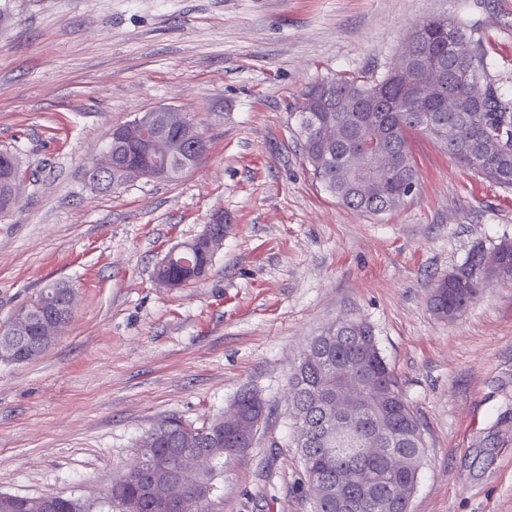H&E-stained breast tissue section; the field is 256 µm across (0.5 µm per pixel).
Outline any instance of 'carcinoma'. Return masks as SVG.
Segmentation results:
<instances>
[{"label":"carcinoma","mask_w":512,"mask_h":512,"mask_svg":"<svg viewBox=\"0 0 512 512\" xmlns=\"http://www.w3.org/2000/svg\"><path fill=\"white\" fill-rule=\"evenodd\" d=\"M463 27L446 18L428 19L412 28L407 50L385 73L340 75L309 86L302 93L299 124L302 152L313 179L346 207L359 213L381 215L401 206L418 185V172L409 146L413 132L428 135L460 164L483 179L512 188V101L504 99L489 80L483 59L468 49ZM485 83V96L468 86ZM112 159H145L142 142H118L109 138ZM17 155L0 150V212L16 204ZM474 250L456 272L439 280L430 295V307L440 318L460 316L478 297L489 280L512 283V242L504 240L492 250ZM190 270L177 263L159 267L157 276L174 287L189 283ZM70 288L55 283L42 289L27 306L32 319L24 338L13 344L8 360L24 362L40 355L43 337L56 336L72 318ZM339 342L315 336L309 342L321 363L302 360L288 379L290 412L295 425L306 431L299 447L307 477L312 512H410V502L392 497L395 486L416 487L427 454L423 424L407 402L399 380L382 356L371 328L347 321L338 329ZM372 380L383 393L384 408L364 401L355 425L346 433L333 432L326 400L342 381L344 369ZM243 429L262 406L240 393ZM168 428L158 434L152 428L139 445L142 458L178 460L205 453L211 466L196 474L186 489L197 487L207 497L194 512H209L211 499L221 491L224 479V447L198 443L200 430L213 429L223 419L194 427L179 418L166 419ZM374 440L386 444L388 453L366 456L361 449ZM402 459L391 465L389 456ZM171 473L155 476L134 465L122 483L121 501H105L107 512H156L153 485L172 479ZM50 512H85V505L59 496Z\"/></svg>","instance_id":"1"}]
</instances>
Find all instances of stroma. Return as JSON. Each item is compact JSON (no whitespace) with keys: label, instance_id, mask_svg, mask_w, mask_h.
I'll list each match as a JSON object with an SVG mask.
<instances>
[{"label":"stroma","instance_id":"1","mask_svg":"<svg viewBox=\"0 0 512 512\" xmlns=\"http://www.w3.org/2000/svg\"><path fill=\"white\" fill-rule=\"evenodd\" d=\"M428 17L471 30L512 99V0H0V150L23 173L0 213V323L51 283L76 292L46 352L0 361V492L103 512L150 428L201 426L250 388L266 417L210 510L311 512L288 377L312 336L359 319L423 423L411 512H512V284L453 320L429 308L475 248L512 239V189L414 133L417 190L362 215L312 181L300 146L305 87L382 72ZM163 106L200 123L199 165L94 185L113 127ZM217 214L206 277L160 287L159 264Z\"/></svg>","mask_w":512,"mask_h":512}]
</instances>
